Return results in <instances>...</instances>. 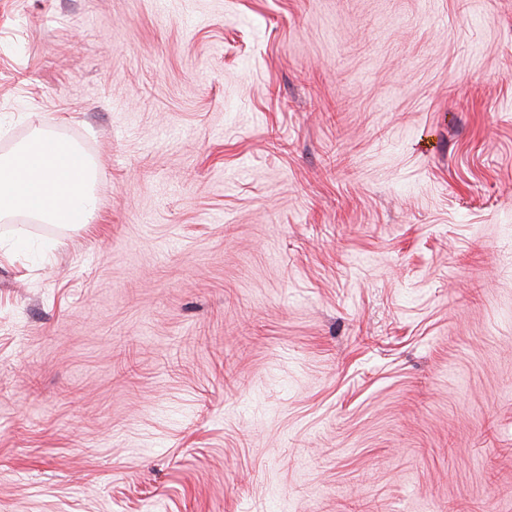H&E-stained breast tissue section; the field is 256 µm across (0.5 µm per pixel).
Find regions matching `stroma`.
Returning a JSON list of instances; mask_svg holds the SVG:
<instances>
[{"label": "stroma", "instance_id": "stroma-1", "mask_svg": "<svg viewBox=\"0 0 512 512\" xmlns=\"http://www.w3.org/2000/svg\"><path fill=\"white\" fill-rule=\"evenodd\" d=\"M0 512H512V0H0ZM95 165L47 132L0 158V217L28 211L46 224H88L97 207Z\"/></svg>", "mask_w": 512, "mask_h": 512}]
</instances>
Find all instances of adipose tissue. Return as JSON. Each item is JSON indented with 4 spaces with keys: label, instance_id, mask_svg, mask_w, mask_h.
Returning a JSON list of instances; mask_svg holds the SVG:
<instances>
[{
    "label": "adipose tissue",
    "instance_id": "obj_1",
    "mask_svg": "<svg viewBox=\"0 0 512 512\" xmlns=\"http://www.w3.org/2000/svg\"><path fill=\"white\" fill-rule=\"evenodd\" d=\"M97 177L79 148L40 133L0 158V217L27 211L47 224H86L97 207Z\"/></svg>",
    "mask_w": 512,
    "mask_h": 512
}]
</instances>
